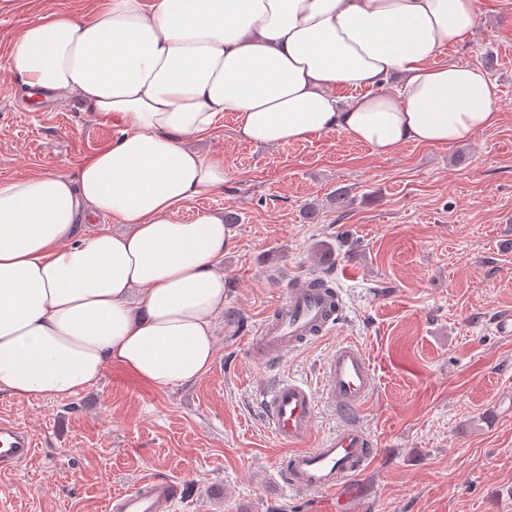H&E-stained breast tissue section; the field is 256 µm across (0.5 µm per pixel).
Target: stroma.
I'll return each instance as SVG.
<instances>
[{
	"mask_svg": "<svg viewBox=\"0 0 512 512\" xmlns=\"http://www.w3.org/2000/svg\"><path fill=\"white\" fill-rule=\"evenodd\" d=\"M95 0H0V181L74 176L119 128L74 99L32 103L11 47L45 11ZM448 62L497 83L498 125L451 147L407 144L390 156L333 131L278 147L239 139L235 117L195 141L223 157V191L186 202L181 219L236 212L224 253L216 355L193 383L160 391L120 366L68 399L0 393V420L36 443L0 468L9 512H105L112 493L156 475L178 482L177 512H303L275 466L283 445L262 418L277 378L322 390L336 342L375 368L361 420L379 455L360 478L367 512H512V0H484ZM347 188L351 204L329 201ZM328 278L344 301L334 334L278 362L244 339L299 277Z\"/></svg>",
	"mask_w": 512,
	"mask_h": 512,
	"instance_id": "1",
	"label": "stroma"
}]
</instances>
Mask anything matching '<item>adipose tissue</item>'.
Masks as SVG:
<instances>
[{
    "instance_id": "ef3b65f1",
    "label": "adipose tissue",
    "mask_w": 512,
    "mask_h": 512,
    "mask_svg": "<svg viewBox=\"0 0 512 512\" xmlns=\"http://www.w3.org/2000/svg\"><path fill=\"white\" fill-rule=\"evenodd\" d=\"M479 0H102L50 12L11 50L28 95L64 94L122 130L76 177L0 183V392L68 399L119 364L166 390L211 367L229 233L180 207L224 187L192 149L234 113L246 142L331 131L377 154L452 146L496 125L480 68L436 63ZM395 90H388L392 79ZM105 217L123 233H80Z\"/></svg>"
}]
</instances>
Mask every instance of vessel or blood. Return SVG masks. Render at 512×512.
I'll list each match as a JSON object with an SVG mask.
<instances>
[{"label":"vessel or blood","instance_id":"vessel-or-blood-1","mask_svg":"<svg viewBox=\"0 0 512 512\" xmlns=\"http://www.w3.org/2000/svg\"><path fill=\"white\" fill-rule=\"evenodd\" d=\"M343 300L336 289L313 286L311 280L293 285L286 296L247 336V348L258 359L275 360L334 331ZM325 393L336 409V431L310 445L317 414L315 390L293 378L278 380L261 399V413L286 445L279 460L289 489L317 495V512H334L337 504L353 501L349 490L372 466L376 445L359 413L376 386L374 367L352 341L338 342L323 376ZM36 451L31 436L12 422L0 423V464L24 463ZM181 488L171 480L146 477L131 489L113 493L107 512H173Z\"/></svg>","mask_w":512,"mask_h":512}]
</instances>
